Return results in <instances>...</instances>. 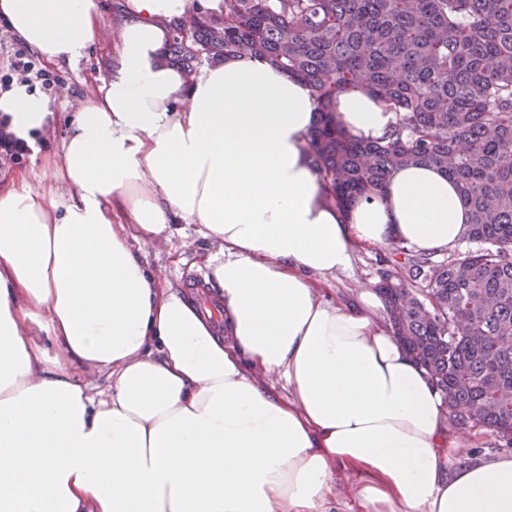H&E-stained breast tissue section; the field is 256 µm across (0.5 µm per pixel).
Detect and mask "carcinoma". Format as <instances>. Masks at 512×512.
<instances>
[{
	"label": "carcinoma",
	"mask_w": 512,
	"mask_h": 512,
	"mask_svg": "<svg viewBox=\"0 0 512 512\" xmlns=\"http://www.w3.org/2000/svg\"><path fill=\"white\" fill-rule=\"evenodd\" d=\"M170 59L189 75L227 55L269 61L314 97L306 149L346 209L409 164L437 167L469 206L474 248L434 260L393 240L375 285L392 335L427 372L450 423L512 448V0H224ZM360 88L394 113L381 137L347 132L337 97Z\"/></svg>",
	"instance_id": "1"
}]
</instances>
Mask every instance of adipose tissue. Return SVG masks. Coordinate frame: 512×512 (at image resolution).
<instances>
[{
    "label": "adipose tissue",
    "instance_id": "obj_1",
    "mask_svg": "<svg viewBox=\"0 0 512 512\" xmlns=\"http://www.w3.org/2000/svg\"><path fill=\"white\" fill-rule=\"evenodd\" d=\"M196 3L224 12L126 0L111 75L45 161L69 194L23 173L0 190V512H323L341 469L361 512H512V456L457 465L443 399L377 297L337 305L319 284L361 244H458L453 180L408 166L334 205L297 78L246 56L191 77L168 62ZM0 22L57 66L97 42L100 2L0 0ZM335 110L359 137L394 118L361 89ZM0 119L34 149L54 112L16 83ZM176 217L218 244L222 326L138 249Z\"/></svg>",
    "mask_w": 512,
    "mask_h": 512
}]
</instances>
